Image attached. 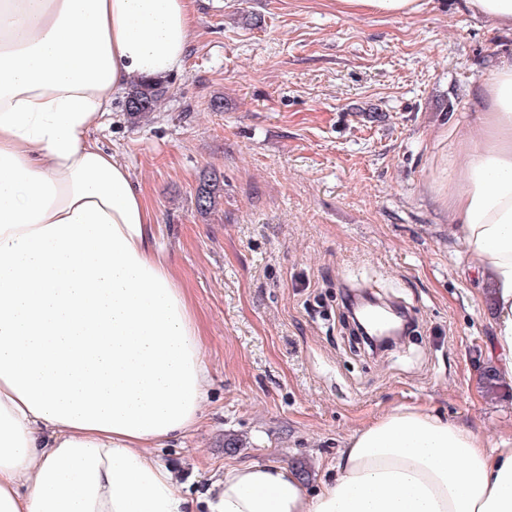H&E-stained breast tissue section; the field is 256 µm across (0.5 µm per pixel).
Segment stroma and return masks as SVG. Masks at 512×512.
<instances>
[{
	"label": "stroma",
	"instance_id": "stroma-1",
	"mask_svg": "<svg viewBox=\"0 0 512 512\" xmlns=\"http://www.w3.org/2000/svg\"><path fill=\"white\" fill-rule=\"evenodd\" d=\"M462 2L387 17L335 0H194L155 112L130 120L120 95L93 128L146 196L204 336L202 421L155 451L182 491L257 461L316 488L357 428L400 405L512 436V381L497 399L480 388L490 287L440 192L471 91L512 56V30ZM212 171L224 197L202 214ZM359 285L406 306L410 340L356 349L342 299ZM224 191V180L216 173L204 176L200 179L196 189V205L200 212H207L213 209Z\"/></svg>",
	"mask_w": 512,
	"mask_h": 512
}]
</instances>
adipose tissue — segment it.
<instances>
[{"label": "adipose tissue", "mask_w": 512, "mask_h": 512, "mask_svg": "<svg viewBox=\"0 0 512 512\" xmlns=\"http://www.w3.org/2000/svg\"><path fill=\"white\" fill-rule=\"evenodd\" d=\"M193 0H0V512H196L154 449L206 399L187 288L128 167L89 139L132 79L183 66ZM421 0H336L409 16ZM448 221L490 286L485 347L512 380V57L470 95ZM206 512H512V440L413 406L357 429L309 493L228 464Z\"/></svg>", "instance_id": "adipose-tissue-1"}]
</instances>
